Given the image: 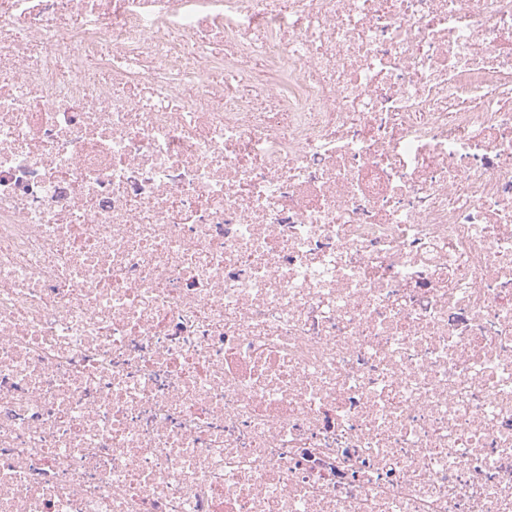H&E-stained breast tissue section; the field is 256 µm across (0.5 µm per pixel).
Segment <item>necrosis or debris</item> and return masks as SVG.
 Instances as JSON below:
<instances>
[{
  "mask_svg": "<svg viewBox=\"0 0 512 512\" xmlns=\"http://www.w3.org/2000/svg\"><path fill=\"white\" fill-rule=\"evenodd\" d=\"M0 512H512V0H0Z\"/></svg>",
  "mask_w": 512,
  "mask_h": 512,
  "instance_id": "4bbe7bcc",
  "label": "necrosis or debris"
}]
</instances>
